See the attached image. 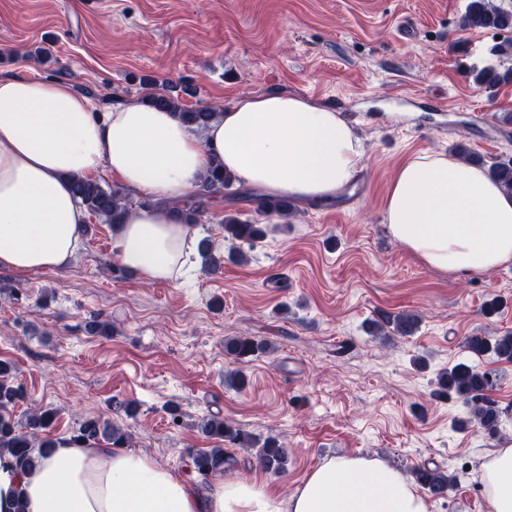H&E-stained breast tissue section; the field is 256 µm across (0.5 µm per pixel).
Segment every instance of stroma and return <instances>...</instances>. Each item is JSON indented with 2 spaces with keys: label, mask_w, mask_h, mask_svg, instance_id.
<instances>
[{
  "label": "stroma",
  "mask_w": 512,
  "mask_h": 512,
  "mask_svg": "<svg viewBox=\"0 0 512 512\" xmlns=\"http://www.w3.org/2000/svg\"><path fill=\"white\" fill-rule=\"evenodd\" d=\"M467 0H0V76L70 84L97 111L189 86V107L244 93H298L332 104L364 148V175L334 201L268 218L246 262L227 259L225 215L256 220L246 201L216 198L197 225L226 260L177 282H142L112 256V227L90 219L63 272L0 268V359L25 396L17 424L40 407L52 433L88 418L121 428L129 451L185 470L215 447L198 425L218 412L284 443L288 469L268 474L288 497L319 464L363 456L402 471L460 473L434 512H488L480 467L497 437L459 429L466 409L437 394L436 375L466 362L493 370L490 392L512 410V362L479 357L468 336L512 333V264L460 279L424 266L387 231L383 197L402 160L462 144L485 163L512 159V83L478 87L472 67L502 63L512 31L464 30ZM287 278L272 287L274 275ZM499 299L495 315L484 312ZM420 316L411 336H374L379 314ZM108 322L112 333L92 331ZM255 336L269 352L244 364L226 339ZM133 405L115 411L114 402ZM178 406L172 419L169 406Z\"/></svg>",
  "instance_id": "1"
}]
</instances>
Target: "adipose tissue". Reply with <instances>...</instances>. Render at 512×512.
Segmentation results:
<instances>
[{"mask_svg":"<svg viewBox=\"0 0 512 512\" xmlns=\"http://www.w3.org/2000/svg\"><path fill=\"white\" fill-rule=\"evenodd\" d=\"M360 140L332 105L285 93L239 96L204 137L171 113L128 101L96 112L61 81L0 76V268L67 269L89 214L74 175H109L153 200L112 226V255L141 279L176 281L196 253L194 225L168 204L194 192L213 160L247 186L308 207L363 168ZM389 234L430 269L460 277L512 263V193L481 168L422 152L397 168L383 202ZM482 466L489 512H512V420ZM0 512H432L401 470L333 457L288 499L259 477H217L206 491L151 456L59 443L20 471L0 453Z\"/></svg>","mask_w":512,"mask_h":512,"instance_id":"adipose-tissue-1","label":"adipose tissue"}]
</instances>
